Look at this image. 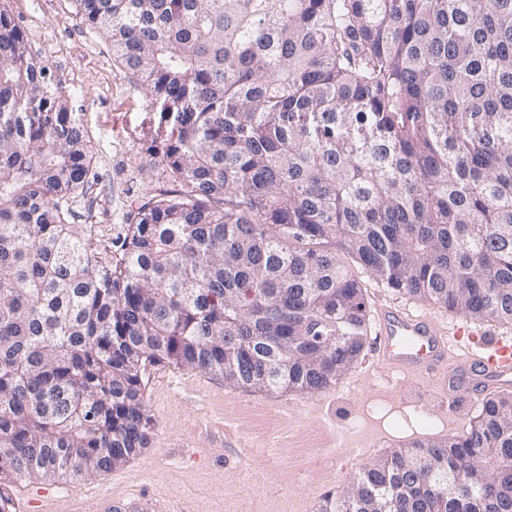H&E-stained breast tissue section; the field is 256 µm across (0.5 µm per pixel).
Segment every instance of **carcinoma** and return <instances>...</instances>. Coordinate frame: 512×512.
I'll return each mask as SVG.
<instances>
[{
    "instance_id": "carcinoma-1",
    "label": "carcinoma",
    "mask_w": 512,
    "mask_h": 512,
    "mask_svg": "<svg viewBox=\"0 0 512 512\" xmlns=\"http://www.w3.org/2000/svg\"><path fill=\"white\" fill-rule=\"evenodd\" d=\"M170 133L115 237L91 150L0 7V481L90 478L151 439L146 375L325 393L366 290L512 324V0H75ZM18 102L38 111L4 112ZM475 487L448 496L441 480ZM317 512H512V391L370 459Z\"/></svg>"
}]
</instances>
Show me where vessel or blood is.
Returning a JSON list of instances; mask_svg holds the SVG:
<instances>
[{"instance_id":"b4317fda","label":"vessel or blood","mask_w":512,"mask_h":512,"mask_svg":"<svg viewBox=\"0 0 512 512\" xmlns=\"http://www.w3.org/2000/svg\"><path fill=\"white\" fill-rule=\"evenodd\" d=\"M376 323L371 342L374 373L395 372L455 400L512 387V340L491 326L450 327L433 314L411 312L399 302L379 305ZM292 412L291 406L281 405L277 433L284 448L293 446L301 434ZM128 478L125 472L108 474L106 483L88 500L63 490L57 496L72 502L71 512H194L190 502L157 496L140 486L114 493V486ZM0 493L8 498L12 512H35L38 506L24 489Z\"/></svg>"}]
</instances>
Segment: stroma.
Instances as JSON below:
<instances>
[{"label": "stroma", "mask_w": 512, "mask_h": 512, "mask_svg": "<svg viewBox=\"0 0 512 512\" xmlns=\"http://www.w3.org/2000/svg\"><path fill=\"white\" fill-rule=\"evenodd\" d=\"M24 32L33 52L47 68L51 88L64 94L65 105L92 149L91 183L78 207L77 221L101 229L125 223L138 201L165 188L159 169L150 167L146 148L152 139L165 138L169 124L140 81L132 77L112 53L111 45L80 20L74 0H0ZM367 290L369 303L397 300L410 309L444 317L448 324H464V317L443 306L428 304L386 287L355 269ZM372 357L363 354L347 383L324 393L336 429L352 438L375 437V455L412 441L462 434L479 404L459 400L456 422H449L452 407L394 374L369 380L365 374ZM267 410L241 416L239 429L257 438L278 423L281 402L306 406L312 398L293 392L261 393ZM154 435L148 448L129 467L138 471L139 484L177 498H188L197 512H302L303 496L297 472L249 448L242 457L210 446L203 428L220 425L217 400L183 392L165 406L150 409ZM259 481L248 484L247 473Z\"/></svg>", "instance_id": "obj_1"}]
</instances>
